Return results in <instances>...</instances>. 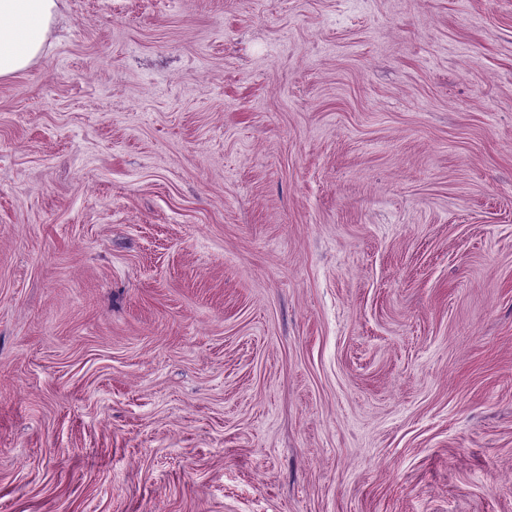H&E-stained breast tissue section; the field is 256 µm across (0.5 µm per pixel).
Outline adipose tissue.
<instances>
[{"label":"adipose tissue","instance_id":"1","mask_svg":"<svg viewBox=\"0 0 512 512\" xmlns=\"http://www.w3.org/2000/svg\"><path fill=\"white\" fill-rule=\"evenodd\" d=\"M56 9L57 0H0V77L42 55Z\"/></svg>","mask_w":512,"mask_h":512}]
</instances>
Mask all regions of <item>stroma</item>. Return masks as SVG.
Returning <instances> with one entry per match:
<instances>
[{
	"mask_svg": "<svg viewBox=\"0 0 512 512\" xmlns=\"http://www.w3.org/2000/svg\"><path fill=\"white\" fill-rule=\"evenodd\" d=\"M57 2L0 512H512V0Z\"/></svg>",
	"mask_w": 512,
	"mask_h": 512,
	"instance_id": "obj_1",
	"label": "stroma"
}]
</instances>
